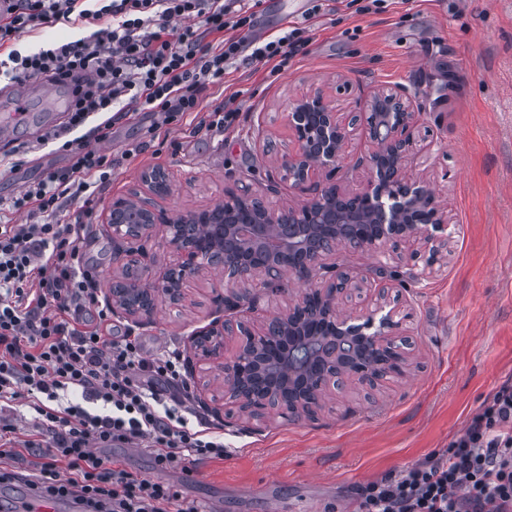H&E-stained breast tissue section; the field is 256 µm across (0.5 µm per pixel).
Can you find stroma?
I'll return each instance as SVG.
<instances>
[{"label":"stroma","instance_id":"1","mask_svg":"<svg viewBox=\"0 0 512 512\" xmlns=\"http://www.w3.org/2000/svg\"><path fill=\"white\" fill-rule=\"evenodd\" d=\"M294 22L309 24L310 41L287 69L273 75L243 64L205 92L209 111L226 93L249 91L230 128L195 132L180 123L152 136L153 119L141 112L113 125L104 146L115 161L112 178L95 191L78 240L99 274L101 300L122 264L108 221L113 200L136 193L153 209L183 213L221 204L230 191L260 190L276 176L271 160L289 141L284 112L313 87L345 112L367 111L380 88H405L416 112L411 170L448 210V252L431 267L392 244L382 255L342 250L334 257L339 268L391 283L387 305L404 316L400 334L413 360L404 376L349 387L309 418L258 420L220 415L222 370L212 362L188 379L195 406L223 428V458L190 461L195 477L184 482L181 466L160 470L152 455L134 462L124 447L108 449L127 472L177 484L202 512L217 503L221 512H266L270 501L278 512H358L359 486L443 453L489 393L512 378V0H386L382 11L363 16L336 0L334 11ZM137 144L142 152L125 157ZM371 149L356 129L337 182L365 183ZM65 163L48 149L0 163V219L24 223L11 199ZM154 168L168 174L170 193L143 184ZM224 284L223 270L208 269L185 302L160 300L149 324L115 313L114 333L138 337L150 358L170 347L191 357L189 337L219 317L213 297Z\"/></svg>","mask_w":512,"mask_h":512}]
</instances>
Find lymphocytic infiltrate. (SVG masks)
Here are the masks:
<instances>
[{"label":"lymphocytic infiltrate","instance_id":"lymphocytic-infiltrate-1","mask_svg":"<svg viewBox=\"0 0 512 512\" xmlns=\"http://www.w3.org/2000/svg\"><path fill=\"white\" fill-rule=\"evenodd\" d=\"M260 0H0V69L12 81H61L83 75L72 92L64 126L40 144H58L64 167L48 170L12 200L23 224L0 221V402L26 400L36 437L21 440L0 422V484L24 483L32 495L63 499L78 492L81 512H200L170 482L138 477L102 453L114 444L152 451L159 469L182 459L223 458L224 437L194 407L180 353L144 357L138 340L107 336L112 309L97 296V276L77 245L82 216L61 221L67 202L106 183L110 155L76 144L73 129L96 113L97 128L128 112L158 116L161 124L206 114L209 127L231 125L238 95L206 113L202 94L230 67L272 64L281 72L302 54L305 29L256 35ZM112 26L23 53L14 45L37 28ZM202 18V26L192 18ZM184 20L171 33L172 20ZM220 36L212 44L210 36ZM50 448H43L42 437ZM362 512H512V379L505 380L469 419L442 457L360 488Z\"/></svg>","mask_w":512,"mask_h":512}]
</instances>
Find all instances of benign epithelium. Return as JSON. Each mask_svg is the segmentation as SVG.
<instances>
[{"label": "benign epithelium", "mask_w": 512, "mask_h": 512, "mask_svg": "<svg viewBox=\"0 0 512 512\" xmlns=\"http://www.w3.org/2000/svg\"><path fill=\"white\" fill-rule=\"evenodd\" d=\"M372 104L376 110L350 119L321 89L291 102L286 120L294 148L279 154L276 164L280 178L304 199L274 208L247 191L227 195L224 213L245 214L244 224L220 225V216L210 208L181 215L155 211L136 196L112 202V244L128 257L112 277L113 311L148 324L156 295L180 302L190 279L202 269L232 272L224 292L214 298L224 307V320L192 337L201 359L222 360L229 415L236 408L255 417L298 420L315 413L333 390L375 386L411 366L406 342L396 333L400 311L392 308L374 324L388 285L372 288L375 308L345 315L339 303L355 287L354 277L326 263L342 248L381 254L390 240L427 247L433 257L446 247L435 232L448 223L447 212L424 182L406 172L414 146V112L406 92L383 89ZM356 121L363 123L373 144L370 176L361 188L347 190L333 177ZM145 182L151 192L161 194L169 180L155 170ZM159 227L177 257L155 278L143 248L131 244ZM320 270L333 274L331 280L275 314L248 319L255 305L253 291H279L286 272L308 281ZM229 337L238 342L228 355Z\"/></svg>", "instance_id": "obj_1"}]
</instances>
